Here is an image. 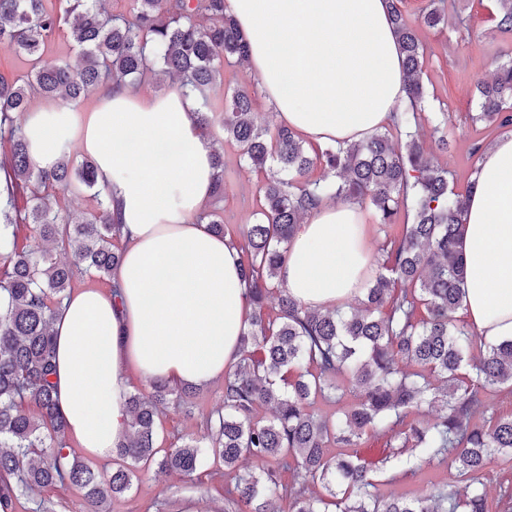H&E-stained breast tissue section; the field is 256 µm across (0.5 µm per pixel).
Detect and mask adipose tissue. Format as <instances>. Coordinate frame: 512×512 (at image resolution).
<instances>
[{"mask_svg": "<svg viewBox=\"0 0 512 512\" xmlns=\"http://www.w3.org/2000/svg\"><path fill=\"white\" fill-rule=\"evenodd\" d=\"M251 70L277 121L307 142L360 141L404 94L386 0H227ZM198 102L180 82L142 94L101 87L81 112L49 101L26 113L37 169L78 146L97 164L122 226L116 293L86 288L56 307L55 381L67 433L105 459L128 434L133 379L203 387L235 362L252 306L239 252L201 220L216 170ZM460 249L464 309L477 332L512 340V135L482 155ZM371 263L358 205L323 203L298 225L280 278L302 304L333 310L360 296Z\"/></svg>", "mask_w": 512, "mask_h": 512, "instance_id": "obj_1", "label": "adipose tissue"}]
</instances>
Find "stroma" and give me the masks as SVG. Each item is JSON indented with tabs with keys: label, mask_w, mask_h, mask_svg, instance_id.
<instances>
[{
	"label": "stroma",
	"mask_w": 512,
	"mask_h": 512,
	"mask_svg": "<svg viewBox=\"0 0 512 512\" xmlns=\"http://www.w3.org/2000/svg\"><path fill=\"white\" fill-rule=\"evenodd\" d=\"M457 7L471 27L469 37L458 38L448 29L422 33L430 81L426 86L425 114L416 130L430 148L434 145V126L447 120L449 146L447 151L438 153L437 160L452 173L456 190L462 192L473 179L472 145L485 137L484 131L471 126L468 118L469 113L478 110L470 90L478 81L491 78L499 52L512 50V38L499 37L492 0H459ZM237 86L257 92L258 81L245 68L225 66L222 84L210 93L212 102L223 106L225 90ZM254 110L259 123H275L272 108L258 92ZM223 149L224 192L211 197L206 209L220 215L225 227L234 234L243 225L254 222L259 206L258 189L265 175L241 158L235 144H224ZM222 391L219 384L201 389L189 411L166 409L158 424V447L172 448L186 438L207 441L204 419L220 405ZM451 477L449 466L435 463L419 468L401 463L378 474L379 489L384 495L404 498L419 496L431 484L449 481ZM229 481L223 465L209 458L203 459L190 477L181 480L152 467L140 474L130 492L112 499L110 512H184L190 504L195 505L197 512H224V488ZM40 501L48 502L49 512H83L85 508L80 491L69 488L20 497L15 510L35 512Z\"/></svg>",
	"instance_id": "stroma-1"
}]
</instances>
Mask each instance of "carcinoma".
Segmentation results:
<instances>
[{"label": "carcinoma", "mask_w": 512, "mask_h": 512, "mask_svg": "<svg viewBox=\"0 0 512 512\" xmlns=\"http://www.w3.org/2000/svg\"><path fill=\"white\" fill-rule=\"evenodd\" d=\"M129 2L128 13L111 15L108 0H60L57 10L47 0H0V48L33 60L25 80L0 72V140L11 146L0 201V512H14L21 496L68 485L82 490L85 512H107L112 497L132 489L141 466L181 478L206 453L233 475L224 512H512L511 481L497 482L492 498L486 489L492 458L512 456V415H501L489 399L504 389L512 394V340L489 341L454 318L463 307L466 268L457 244L468 196L449 188L448 169L410 131L426 96L419 30L448 27L445 9L427 0L412 22L400 0H389L411 113H395L390 128L364 140L313 149L284 126L258 125L248 88L225 96L222 110L210 102L206 91L224 61L249 64V46L226 0ZM495 3L497 31L512 35V0ZM62 29L79 49L78 64L39 66L48 39ZM157 74L189 87L201 130L220 128L254 168L271 163L275 171L259 188L255 223L234 243L253 312L238 361L224 374L222 406L206 420L208 445L191 438L157 448L158 416L169 405L192 407L196 390L153 381L150 396L128 397L129 434L112 451L122 465L106 477L65 443L51 321L68 296L73 267L108 276L120 263L112 240L121 228L94 161L76 164L64 150L52 170H35L22 119L35 96L75 107L107 82L135 86ZM472 95L479 105L472 125L512 132V53ZM318 166L336 180L313 178ZM74 185L96 201L75 221L50 203L52 193ZM23 186L30 195L21 211L15 191ZM325 200L368 202L384 227L403 209L412 215L385 240L386 259L350 314L305 307L279 281L296 225ZM20 223L33 225L35 240L21 252ZM48 243L70 249L73 262L57 260ZM319 400L345 406L326 417L315 411ZM31 406L39 419L27 412ZM262 406L271 407L270 418L257 417ZM425 406L435 411L433 420L407 421ZM369 431L389 439L392 453L382 466L417 449L418 464L446 462L455 479L413 499L384 496L354 452ZM333 447L339 452L330 457L326 449ZM244 457L253 467L241 473ZM282 470L291 474L286 483Z\"/></svg>", "instance_id": "carcinoma-1"}]
</instances>
